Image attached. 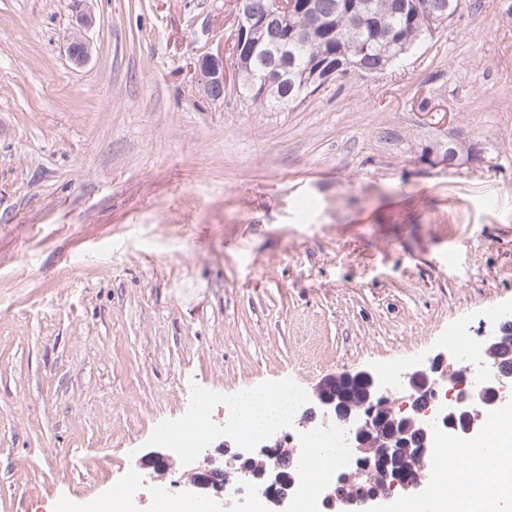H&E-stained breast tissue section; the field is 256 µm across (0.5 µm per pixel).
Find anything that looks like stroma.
<instances>
[{
	"instance_id": "35a3bbf8",
	"label": "stroma",
	"mask_w": 512,
	"mask_h": 512,
	"mask_svg": "<svg viewBox=\"0 0 512 512\" xmlns=\"http://www.w3.org/2000/svg\"><path fill=\"white\" fill-rule=\"evenodd\" d=\"M0 0V512H87L245 390L428 366L512 306V0L264 112L190 68L228 0ZM473 147L450 164L449 142ZM93 24L94 17L90 12L85 9L76 10L75 22L67 36V40L69 56L78 66L86 63L90 57V41L86 34Z\"/></svg>"
}]
</instances>
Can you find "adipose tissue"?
I'll return each instance as SVG.
<instances>
[{
  "label": "adipose tissue",
  "mask_w": 512,
  "mask_h": 512,
  "mask_svg": "<svg viewBox=\"0 0 512 512\" xmlns=\"http://www.w3.org/2000/svg\"><path fill=\"white\" fill-rule=\"evenodd\" d=\"M493 463L471 493L417 502V512H512V434L494 431Z\"/></svg>",
  "instance_id": "ef3b65f1"
}]
</instances>
